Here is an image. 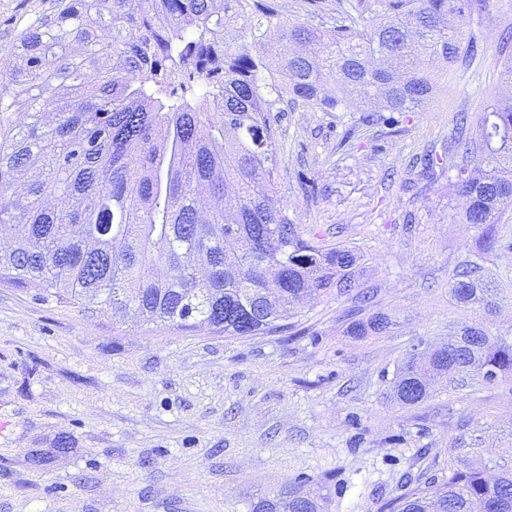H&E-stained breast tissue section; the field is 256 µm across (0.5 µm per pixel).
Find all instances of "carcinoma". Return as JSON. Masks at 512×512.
Returning <instances> with one entry per match:
<instances>
[{
  "instance_id": "1",
  "label": "carcinoma",
  "mask_w": 512,
  "mask_h": 512,
  "mask_svg": "<svg viewBox=\"0 0 512 512\" xmlns=\"http://www.w3.org/2000/svg\"><path fill=\"white\" fill-rule=\"evenodd\" d=\"M0 21L13 41L0 63V277L132 326L282 334L296 304L359 287L364 255L323 248L275 207L280 144L270 113L356 108L393 126L438 89L437 65L476 58L457 19L490 0H356L324 31L290 23L279 0H49ZM253 18L239 32L235 18ZM390 116H384V113ZM25 121L14 124L11 115ZM455 144L463 224L499 243L512 205V97L482 109ZM234 197L235 206L224 207ZM512 280L477 261L449 294L490 312ZM347 315L346 335H382L391 315ZM512 379V336L463 325L427 355L400 362L393 399L411 408L431 379ZM476 448H448V477L404 479L387 512H512V454L495 475ZM251 512H324L300 483Z\"/></svg>"
}]
</instances>
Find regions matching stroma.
Returning a JSON list of instances; mask_svg holds the SVG:
<instances>
[{
    "label": "stroma",
    "mask_w": 512,
    "mask_h": 512,
    "mask_svg": "<svg viewBox=\"0 0 512 512\" xmlns=\"http://www.w3.org/2000/svg\"><path fill=\"white\" fill-rule=\"evenodd\" d=\"M461 31L478 56L456 63L398 131L358 112L271 115L275 203L319 245L365 254L361 288L368 312L393 317L386 334L345 336L351 294L303 301L291 334L234 337L131 327L0 282V417L10 422L0 512H248L256 497L301 481L325 496L326 512H381L404 472L447 475L455 437L486 462L512 451V380L439 382L409 409L389 392L397 362L477 321L448 294L461 262L512 278V207L499 245L484 251L481 229L458 221L464 158L448 151L457 113L477 120L499 86L512 0ZM428 152L442 170L415 196L402 185ZM61 435L71 449L52 455ZM36 450L51 455L39 469L29 465Z\"/></svg>",
    "instance_id": "35a3bbf8"
}]
</instances>
